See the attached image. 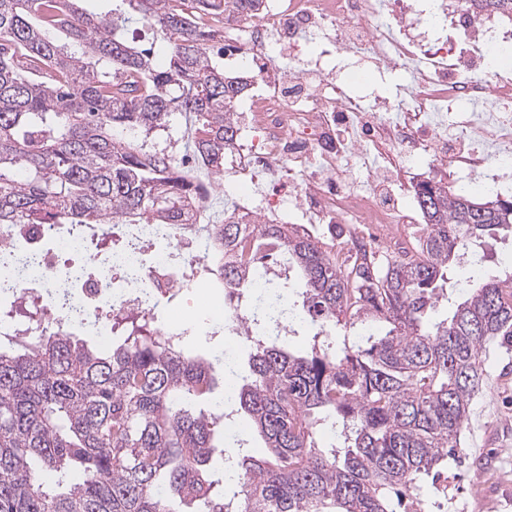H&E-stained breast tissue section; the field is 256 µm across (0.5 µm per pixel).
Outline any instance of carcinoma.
Here are the masks:
<instances>
[{
  "mask_svg": "<svg viewBox=\"0 0 512 512\" xmlns=\"http://www.w3.org/2000/svg\"><path fill=\"white\" fill-rule=\"evenodd\" d=\"M83 0H0V224H46L78 234L86 224H186L208 186L178 160L177 116L189 115L199 168L224 178L241 131L231 108L254 84L215 57L214 27L175 0H112L103 15ZM207 15L261 0H197ZM474 11L512 20V0H471ZM163 33L144 47L132 25ZM424 221L413 250L380 267L339 263L336 245L302 224L243 213L207 225L211 260L193 285L249 288L270 254L294 277L314 333L304 352L267 338L286 314L252 320L249 373L236 411L264 441L262 459L240 452L239 492L208 465L224 454L210 411L214 364L172 348L145 316L111 324L112 344L49 331L0 338V512H397L437 487L461 447L493 348H512V270L466 278V294L432 323L448 270L488 240L512 232V200L423 182ZM108 270L107 286L134 283L112 254L147 247L86 239ZM59 267L41 309L13 314L40 324L70 300ZM387 325L362 342L349 332ZM339 426L336 444L318 442ZM58 474L44 485L35 464ZM80 468L85 479L64 481Z\"/></svg>",
  "mask_w": 512,
  "mask_h": 512,
  "instance_id": "carcinoma-1",
  "label": "carcinoma"
}]
</instances>
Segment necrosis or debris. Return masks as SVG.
I'll return each instance as SVG.
<instances>
[{
  "label": "necrosis or debris",
  "instance_id": "necrosis-or-debris-1",
  "mask_svg": "<svg viewBox=\"0 0 512 512\" xmlns=\"http://www.w3.org/2000/svg\"><path fill=\"white\" fill-rule=\"evenodd\" d=\"M420 0H264L260 11L226 17L224 48L246 64L256 85L239 112L244 137L231 163L241 182L270 175V193L238 205L241 213L280 216L295 203L308 224L339 230L340 257L365 250L369 258L394 254L406 241L405 224H417L412 171L421 158L466 173V185L501 194L512 182V83L503 80L495 55L512 47V29L490 16L467 14L457 0H438L447 34L432 38ZM370 58L377 67L405 71L413 84L409 103L377 110L350 91L351 79L333 77L323 55L309 53L312 39ZM303 58L301 71L282 76L269 67L272 53ZM406 72V71H405ZM190 224H152L147 249L129 255L135 287H112L103 299L98 277L76 275V310L54 308L50 327H95L107 338L112 319L154 313L184 288L183 268L208 261L211 239L193 212ZM69 238L50 244L41 224L0 226V259L34 257L33 270L16 273L15 304L42 303ZM182 264H174L172 254ZM204 324L241 335L252 310L242 308L237 286L224 290V306L204 312Z\"/></svg>",
  "mask_w": 512,
  "mask_h": 512
}]
</instances>
